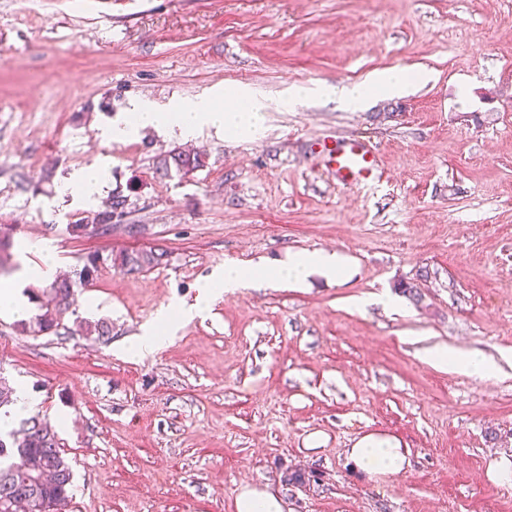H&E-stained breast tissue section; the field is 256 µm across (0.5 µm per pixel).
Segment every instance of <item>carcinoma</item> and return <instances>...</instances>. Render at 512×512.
<instances>
[{"label": "carcinoma", "mask_w": 512, "mask_h": 512, "mask_svg": "<svg viewBox=\"0 0 512 512\" xmlns=\"http://www.w3.org/2000/svg\"><path fill=\"white\" fill-rule=\"evenodd\" d=\"M204 166V159L197 153L174 152L164 159L161 169L187 174ZM125 215V199L118 195L107 209L97 213L92 224H80L81 231L91 234L98 228L111 229ZM163 251L125 253L117 261L129 270L153 268L163 262ZM102 255L92 252L83 258V265L76 272L78 280L69 277L56 279L49 285L52 306L35 317L29 326L34 333L50 331L60 325L61 315L69 308L76 282L91 283L101 265ZM23 434L8 444L0 438V512H15L23 504L27 512H63L71 498L74 472L64 456L61 442L51 424L38 417L23 422Z\"/></svg>", "instance_id": "carcinoma-1"}]
</instances>
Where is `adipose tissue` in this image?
<instances>
[{
  "mask_svg": "<svg viewBox=\"0 0 512 512\" xmlns=\"http://www.w3.org/2000/svg\"><path fill=\"white\" fill-rule=\"evenodd\" d=\"M409 74L387 70L370 80L333 88L337 100L346 105H358L371 93H396L411 84ZM263 107L248 90L230 91L221 95L194 100H176L161 106L138 99L131 102L124 118L101 128L102 142H121L138 130L150 128L172 133L188 140L195 138L206 126H215L232 134L256 133L262 124ZM314 270L339 279L347 278L349 267L337 253L313 252L289 259L287 265L276 268L225 266L213 273L200 287L195 312H204L216 294L240 288H265L274 284L298 283ZM353 469L370 480H380L405 473L411 465L408 449L392 440L367 435L348 451Z\"/></svg>",
  "mask_w": 512,
  "mask_h": 512,
  "instance_id": "ef3b65f1",
  "label": "adipose tissue"
}]
</instances>
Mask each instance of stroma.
<instances>
[{"label":"stroma","mask_w":512,"mask_h":512,"mask_svg":"<svg viewBox=\"0 0 512 512\" xmlns=\"http://www.w3.org/2000/svg\"><path fill=\"white\" fill-rule=\"evenodd\" d=\"M392 69L414 79L403 94L348 109L317 93ZM240 87L266 105L256 134L99 137L131 99ZM356 134L381 179L346 189L315 141ZM175 151L204 167L164 174ZM93 164L103 191L74 203L63 188ZM115 194L123 225L74 232ZM0 227L15 281L40 241L63 275L107 258L56 331L0 316V376L57 432L70 512H235L246 484L283 512H512V482L487 477L512 456V0H0ZM150 249L162 265L112 262ZM315 251L350 276L219 294L128 354L212 272ZM100 322L109 336L90 333ZM435 348L497 371L432 365ZM367 434L409 449L410 469L353 473L346 451ZM170 321L167 312H161L156 319V323L144 330L143 336L139 337L137 341L133 342L129 351L133 354H144L152 352L160 348L166 341L167 336H164V331L159 327V324H166ZM432 364L448 365L459 368L469 375L488 378L495 368L478 352H462L456 349H434L427 354Z\"/></svg>","instance_id":"1"}]
</instances>
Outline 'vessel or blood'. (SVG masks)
<instances>
[{"mask_svg":"<svg viewBox=\"0 0 512 512\" xmlns=\"http://www.w3.org/2000/svg\"><path fill=\"white\" fill-rule=\"evenodd\" d=\"M319 153L339 185L358 187L379 178L377 151L358 136L323 139Z\"/></svg>","mask_w":512,"mask_h":512,"instance_id":"vessel-or-blood-1","label":"vessel or blood"}]
</instances>
